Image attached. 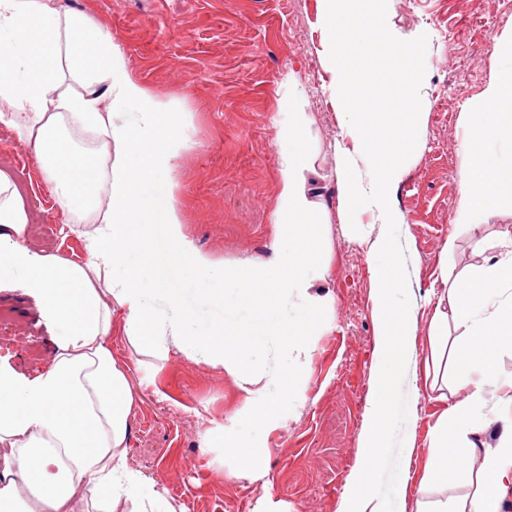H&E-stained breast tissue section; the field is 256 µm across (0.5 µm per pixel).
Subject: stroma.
Instances as JSON below:
<instances>
[{"label": "stroma", "instance_id": "35a3bbf8", "mask_svg": "<svg viewBox=\"0 0 512 512\" xmlns=\"http://www.w3.org/2000/svg\"><path fill=\"white\" fill-rule=\"evenodd\" d=\"M90 17L126 54L135 77L187 113L189 148L175 161L184 231L215 262L267 264L280 187L275 130L287 114L279 102L303 94L305 137L314 148L309 180L327 206L324 245L330 265L315 295L332 304L333 321L308 355L306 398L290 403L284 425L258 447L267 481L241 477L243 462L206 432L242 407L222 367L173 352L159 360L132 344L125 313L112 312V354L133 393L129 465L165 488L181 512H341L360 469L378 354L377 289L367 250L383 231L360 208L341 223L336 191L343 115L323 41L319 0H48ZM387 24L398 38L427 35L421 87L420 147L405 162L391 195L403 216L407 288L417 307L409 341L417 390L409 437L407 512L442 498L463 500L466 483L423 486L434 427L465 395L452 344L433 339L432 320L444 277L506 253L512 210L477 227L454 223L462 191L463 130L468 112L501 66L495 48L512 37V0H388ZM0 169L14 178L29 214L32 244L73 258L86 255L89 224L70 231L33 147L0 124ZM52 332L24 288L0 285V365L32 377L50 363ZM437 390H430V382Z\"/></svg>", "mask_w": 512, "mask_h": 512}]
</instances>
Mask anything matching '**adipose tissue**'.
Returning <instances> with one entry per match:
<instances>
[{"label":"adipose tissue","instance_id":"adipose-tissue-1","mask_svg":"<svg viewBox=\"0 0 512 512\" xmlns=\"http://www.w3.org/2000/svg\"><path fill=\"white\" fill-rule=\"evenodd\" d=\"M498 52L508 64L469 117L459 224L512 209V43ZM64 69L80 91L59 92ZM0 102L8 106L0 123L34 143L62 211L95 226L86 264L34 250L24 202L0 170V279L29 290L56 345L50 368L34 379L0 370V512H77L88 502L112 512L120 501L130 512H177L124 453L133 396L112 355L116 306L128 339L156 358L175 350L223 366L245 412L209 436L248 462L249 477L267 478L256 441L282 426L289 401L304 398L302 358L329 325L312 292L329 258L307 179L313 150L301 98L280 102L288 121L275 134L281 183L273 257L263 267L216 265L185 236L173 178L185 116L135 78L91 18L46 0H0ZM88 128L101 150L77 144ZM102 271L106 293L95 283ZM450 323L461 330L457 368L468 394L438 425L427 479L444 487L467 470L476 492L467 510L442 500L432 512H503L512 495V381H499L493 362L512 350V251L451 285L447 311L433 318L436 336ZM490 393L498 397L492 410ZM489 434L495 447L486 445ZM19 475L35 492L33 507L18 496Z\"/></svg>","mask_w":512,"mask_h":512}]
</instances>
